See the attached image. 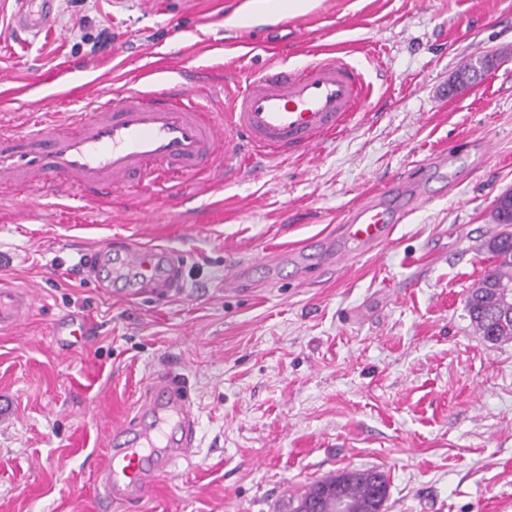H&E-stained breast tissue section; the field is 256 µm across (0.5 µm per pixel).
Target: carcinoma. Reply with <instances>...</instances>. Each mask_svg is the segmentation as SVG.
I'll list each match as a JSON object with an SVG mask.
<instances>
[{
	"mask_svg": "<svg viewBox=\"0 0 512 512\" xmlns=\"http://www.w3.org/2000/svg\"><path fill=\"white\" fill-rule=\"evenodd\" d=\"M489 247L495 254V264L468 297L470 319L482 336L491 342L512 339V320L505 313L499 300L492 299L488 289L512 284V232L504 230L496 235ZM376 472L359 470L357 475L341 488L340 494L363 508L371 501L375 491L372 482Z\"/></svg>",
	"mask_w": 512,
	"mask_h": 512,
	"instance_id": "obj_1",
	"label": "carcinoma"
}]
</instances>
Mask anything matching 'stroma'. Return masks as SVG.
<instances>
[{
	"mask_svg": "<svg viewBox=\"0 0 512 512\" xmlns=\"http://www.w3.org/2000/svg\"><path fill=\"white\" fill-rule=\"evenodd\" d=\"M512 0H56L54 28L0 22V116L62 122L107 94L190 70L243 80L340 48L369 95L320 148L234 158L205 187L144 186L99 207L0 198V286L35 289L0 330V512H288L343 469L389 480L385 512H512V340L467 309L494 258V201L512 191ZM493 65L459 83L470 61ZM428 180L430 202L376 250L330 261L320 242L361 198ZM178 250L182 285L116 294L77 262L107 239ZM280 256L277 266L258 257ZM250 262L224 290L227 259ZM90 320L61 350L52 328ZM198 418L191 466L102 505L95 471L157 376Z\"/></svg>",
	"mask_w": 512,
	"mask_h": 512,
	"instance_id": "obj_1",
	"label": "stroma"
}]
</instances>
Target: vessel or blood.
<instances>
[{
	"label": "vessel or blood",
	"instance_id": "b4317fda",
	"mask_svg": "<svg viewBox=\"0 0 512 512\" xmlns=\"http://www.w3.org/2000/svg\"><path fill=\"white\" fill-rule=\"evenodd\" d=\"M55 0H0V13L15 31L39 34L54 26ZM368 95L360 69L338 51L326 50L301 67L278 63L237 82L221 112L211 111L180 78L159 86L124 85L94 96L90 111L52 124L29 119L14 130L0 123V194L37 189L52 198L77 197L94 204L135 184H149L163 199L181 181L210 171L223 154L244 149L276 158L318 148L343 129ZM425 203L423 182L394 185L349 211L337 237L345 258L373 251L409 211L398 203ZM90 277L108 276L133 288L180 287L176 254L128 242L81 254ZM33 290L0 289V328L20 329L33 307ZM137 421L114 430V442L95 483L105 502L139 498L161 475L190 462L197 418L185 392L159 377L137 407Z\"/></svg>",
	"mask_w": 512,
	"mask_h": 512
}]
</instances>
